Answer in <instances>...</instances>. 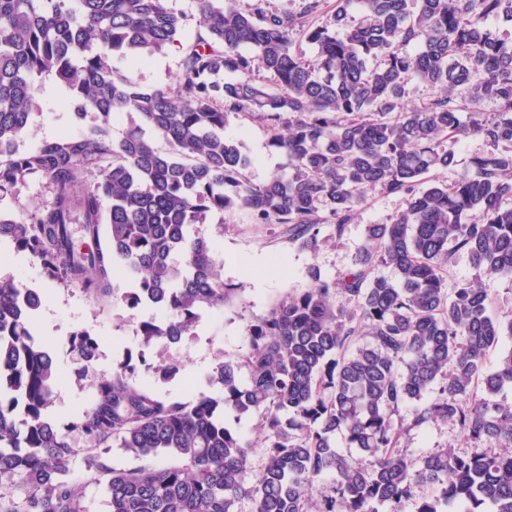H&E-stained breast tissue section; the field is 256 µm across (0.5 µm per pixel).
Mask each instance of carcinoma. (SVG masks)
Listing matches in <instances>:
<instances>
[{"mask_svg": "<svg viewBox=\"0 0 512 512\" xmlns=\"http://www.w3.org/2000/svg\"><path fill=\"white\" fill-rule=\"evenodd\" d=\"M194 3L201 30L175 82L145 88L111 57L138 62L179 40L182 17L168 0H0V192L29 177L54 187L52 204L28 219L0 210V244L104 303L114 273L124 275L121 300L159 312L140 323L149 348L193 334L202 311L236 295L207 214L246 210L314 250L322 226L342 237L373 190L405 208L367 225V245L339 277L313 267L311 287L255 317L243 363L220 362L208 376L219 396L176 401L134 382L141 371L161 381L178 373L142 351L139 364L128 357L99 381L67 429L47 416L59 372L34 335L42 295L1 278L0 485L18 477L25 497L0 493V512H84L68 480L71 430L87 442V470L106 478L107 512H243L245 502L248 512H403L412 499L415 512H512V400L503 397L512 350L487 366L512 336V315L492 316L478 283L447 280L451 257L464 252L476 278L512 281V33L489 26L512 22V0H336L333 23L321 26L310 19L325 0H301L295 15L268 0ZM299 23L311 57L295 46ZM226 71L237 77L224 80ZM261 72L273 86L259 83ZM46 74L69 90L81 133L22 150ZM412 80L436 91L421 107L404 103ZM484 101L497 111L481 112ZM246 113L288 160L263 182L224 135ZM124 115L130 128L115 142L112 122ZM471 135L488 150L454 182L438 180L454 164L445 142ZM87 169L97 178L81 185ZM78 217L88 250L72 237ZM360 336L368 341L356 347ZM68 345L85 368L98 358L87 331ZM227 410L258 418L259 470L251 444L224 424ZM438 421L470 451L412 458L402 439ZM338 435L368 465L336 448ZM115 446L173 462L116 469ZM328 474L331 489L313 498Z\"/></svg>", "mask_w": 512, "mask_h": 512, "instance_id": "carcinoma-1", "label": "carcinoma"}]
</instances>
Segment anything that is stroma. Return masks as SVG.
Wrapping results in <instances>:
<instances>
[{"instance_id":"1","label":"stroma","mask_w":512,"mask_h":512,"mask_svg":"<svg viewBox=\"0 0 512 512\" xmlns=\"http://www.w3.org/2000/svg\"><path fill=\"white\" fill-rule=\"evenodd\" d=\"M168 5L182 16L181 42L154 53L134 69L123 57L112 59L116 70L133 72L147 87H163L172 82L183 56V43L191 41L199 29V16L191 0H168ZM67 100L66 87L54 76L40 79L39 114L32 131L22 139L21 149L31 150L45 140L79 135V127L69 118ZM224 133L242 142L254 158L250 170L254 181L266 180L285 167V156L271 148L270 132L260 119L230 118ZM53 198V187L47 179L32 178L12 193L1 196L0 209L25 218L49 206ZM403 207L400 197L377 190L369 192L343 237L321 244L314 252L290 243L285 226L254 224L243 212L221 219L209 216V223L224 225V233L215 245L224 258V281L236 287L237 295L230 305L203 312L194 335L147 350L142 349L137 331L150 313L129 308L120 301V294L127 290L123 277H115L116 297L104 306L75 286L50 281L40 262L28 253L6 248L0 255V276H10L18 287L37 288L45 295L36 316L35 334L53 352L60 371L48 409L50 420L64 424L80 415L94 400L101 378L110 376L127 356L141 352L151 362L165 361L180 367L172 380L156 384L155 390L160 395L189 401L199 393L208 392L206 378L217 363L242 362L248 351L244 332L256 316L267 313L287 294L308 287L310 266H318L323 276H339L364 245L367 225L385 223ZM80 330L98 336L101 341L98 359L87 369L67 346L70 334ZM455 442V430L440 422L411 431L404 444L409 453L419 458Z\"/></svg>"}]
</instances>
